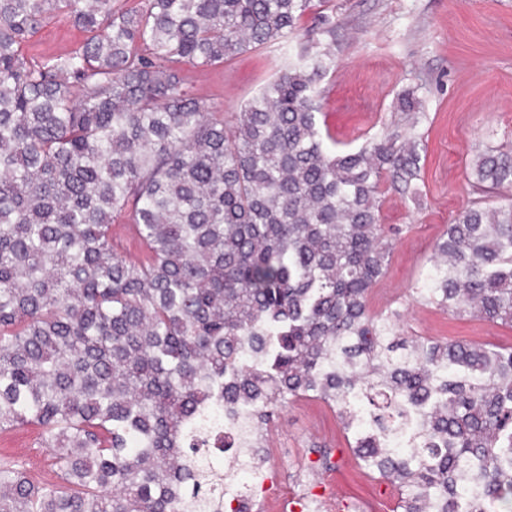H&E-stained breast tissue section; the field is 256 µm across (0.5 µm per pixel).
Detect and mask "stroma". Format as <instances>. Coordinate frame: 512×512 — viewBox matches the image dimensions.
<instances>
[{"instance_id":"stroma-1","label":"stroma","mask_w":512,"mask_h":512,"mask_svg":"<svg viewBox=\"0 0 512 512\" xmlns=\"http://www.w3.org/2000/svg\"><path fill=\"white\" fill-rule=\"evenodd\" d=\"M336 28L324 35L336 68L318 81L321 119L337 147L356 148L397 126L406 131L399 96L414 89L426 115L418 131V201L385 189L382 222L393 229L387 274L371 309L399 312L401 335L512 347V326L453 315L427 303L434 246L472 198L468 176L487 145L512 149V0H332ZM87 34L70 13L56 12L23 46L33 63L68 54ZM287 48L251 49L216 66L183 61L189 93L233 120L241 106L283 67ZM353 435L336 409L313 398L278 408L264 434L265 483H252V512L271 503L314 496L351 512H401L400 497L354 454ZM39 430L0 432V465L25 470L40 484L55 482Z\"/></svg>"}]
</instances>
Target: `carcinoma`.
Masks as SVG:
<instances>
[{
  "label": "carcinoma",
  "instance_id": "cac0c4a2",
  "mask_svg": "<svg viewBox=\"0 0 512 512\" xmlns=\"http://www.w3.org/2000/svg\"><path fill=\"white\" fill-rule=\"evenodd\" d=\"M313 0H0V431L35 425L60 484L0 467V512H251L224 483L262 473L276 409L337 408L403 512L512 505V348L397 335L371 312L391 244L383 187L419 196L415 90L405 134L325 142ZM55 11L88 33L21 54ZM288 44L235 121L173 59L222 64ZM426 300L512 324V153L471 167ZM129 213L144 259L112 244ZM242 417L235 437L217 416Z\"/></svg>",
  "mask_w": 512,
  "mask_h": 512
}]
</instances>
